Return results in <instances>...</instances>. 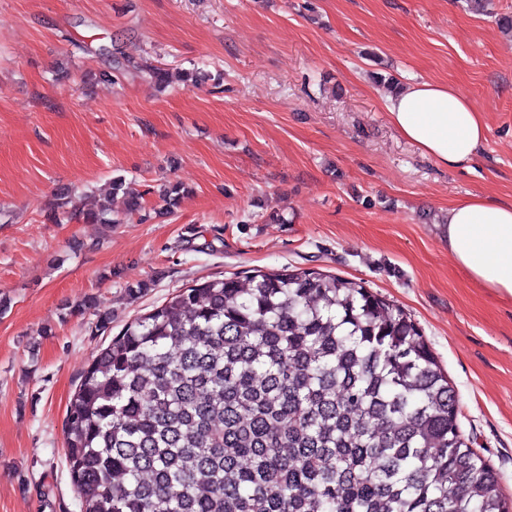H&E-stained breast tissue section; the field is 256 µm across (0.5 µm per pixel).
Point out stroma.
I'll list each match as a JSON object with an SVG mask.
<instances>
[{
	"label": "stroma",
	"instance_id": "stroma-1",
	"mask_svg": "<svg viewBox=\"0 0 512 512\" xmlns=\"http://www.w3.org/2000/svg\"><path fill=\"white\" fill-rule=\"evenodd\" d=\"M464 0H0V512H80L65 416L82 374L134 318L196 283L318 269L414 319L459 423L512 495V298L474 282L440 219L512 202V38ZM146 60L222 84L157 90ZM106 71L108 83H91ZM438 81L487 138L448 169L403 139L372 72ZM123 177L171 212L44 219L60 190L94 204ZM282 224L264 223L268 211ZM148 282L147 292L130 286ZM96 298L104 328L81 311Z\"/></svg>",
	"mask_w": 512,
	"mask_h": 512
}]
</instances>
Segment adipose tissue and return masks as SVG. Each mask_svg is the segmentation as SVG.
Wrapping results in <instances>:
<instances>
[{"instance_id": "ef3b65f1", "label": "adipose tissue", "mask_w": 512, "mask_h": 512, "mask_svg": "<svg viewBox=\"0 0 512 512\" xmlns=\"http://www.w3.org/2000/svg\"><path fill=\"white\" fill-rule=\"evenodd\" d=\"M388 117L402 137L448 168L470 163L488 131L482 112L464 95L433 81L390 97ZM441 231L449 254L472 280L512 297V204L477 196L457 202Z\"/></svg>"}]
</instances>
